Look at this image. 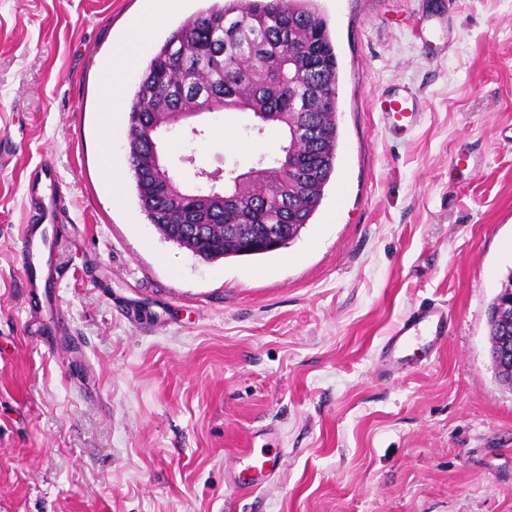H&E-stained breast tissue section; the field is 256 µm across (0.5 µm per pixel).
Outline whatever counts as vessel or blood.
Returning a JSON list of instances; mask_svg holds the SVG:
<instances>
[{"instance_id": "vessel-or-blood-1", "label": "vessel or blood", "mask_w": 512, "mask_h": 512, "mask_svg": "<svg viewBox=\"0 0 512 512\" xmlns=\"http://www.w3.org/2000/svg\"><path fill=\"white\" fill-rule=\"evenodd\" d=\"M379 109L391 124L394 134L409 132L419 113V102L412 91L403 89L387 94L380 102ZM40 169L48 178L41 190L39 221L53 223L56 214L55 178L50 177L51 167L41 163ZM22 242L23 272L29 280L37 275L50 261V253L43 234L36 228L23 226L20 233ZM448 333V312L443 306L429 305L418 307L407 315L393 330L381 351L382 359L394 365H406L411 361L410 349L415 341H424L428 351L439 349Z\"/></svg>"}]
</instances>
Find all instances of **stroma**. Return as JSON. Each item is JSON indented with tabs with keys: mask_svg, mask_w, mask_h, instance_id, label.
Here are the masks:
<instances>
[{
	"mask_svg": "<svg viewBox=\"0 0 512 512\" xmlns=\"http://www.w3.org/2000/svg\"><path fill=\"white\" fill-rule=\"evenodd\" d=\"M339 78L336 171L276 251L205 262L98 159L103 65L140 0H0V512H512V390L487 312L512 273V0H319ZM424 101L403 138L373 102ZM164 138L247 170L278 144L238 115ZM239 145L226 146L222 128ZM49 162L50 286L21 275ZM448 311L430 359L380 362L418 306ZM278 455L240 491L249 454Z\"/></svg>",
	"mask_w": 512,
	"mask_h": 512,
	"instance_id": "obj_1",
	"label": "stroma"
}]
</instances>
